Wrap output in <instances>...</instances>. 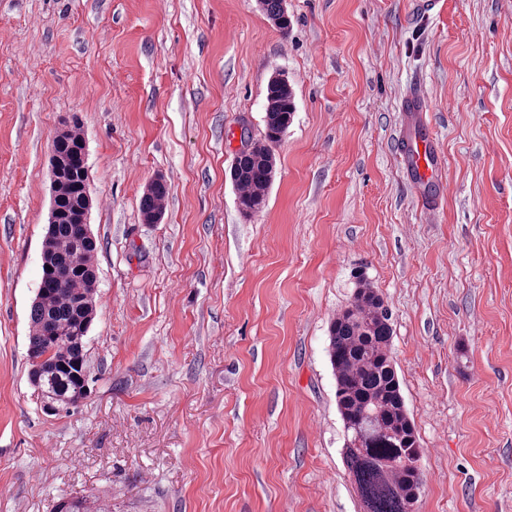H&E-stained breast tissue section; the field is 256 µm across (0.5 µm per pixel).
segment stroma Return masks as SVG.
<instances>
[{
    "label": "stroma",
    "instance_id": "obj_1",
    "mask_svg": "<svg viewBox=\"0 0 512 512\" xmlns=\"http://www.w3.org/2000/svg\"><path fill=\"white\" fill-rule=\"evenodd\" d=\"M285 6L284 34L258 0H0V512H361L327 352L361 278L422 448L415 512H512V0ZM278 74L297 110L247 217L229 171ZM414 89L439 184L398 160ZM75 123L97 313L90 393L55 414L29 312ZM169 194V185L159 176L152 180L140 201V210L146 224H157L163 216L164 201Z\"/></svg>",
    "mask_w": 512,
    "mask_h": 512
}]
</instances>
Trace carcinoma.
<instances>
[{"mask_svg":"<svg viewBox=\"0 0 512 512\" xmlns=\"http://www.w3.org/2000/svg\"><path fill=\"white\" fill-rule=\"evenodd\" d=\"M266 17L283 33L291 20L284 0H261ZM295 96L288 80L274 76L266 87L264 133L244 139L230 169L239 211L261 209L275 176L273 147L292 124ZM86 142L78 125L53 142V206L42 242V280L58 282L37 291L30 308L28 356L34 386L53 395L55 410L75 408L88 396L87 336L96 313L97 249L85 187ZM169 185L159 176L140 201L143 220L162 219ZM329 357L336 380V405L345 429L344 458L362 512H414L422 479L420 448L390 355V316L378 292L358 280L352 302L329 330Z\"/></svg>","mask_w":512,"mask_h":512,"instance_id":"cac0c4a2","label":"carcinoma"}]
</instances>
